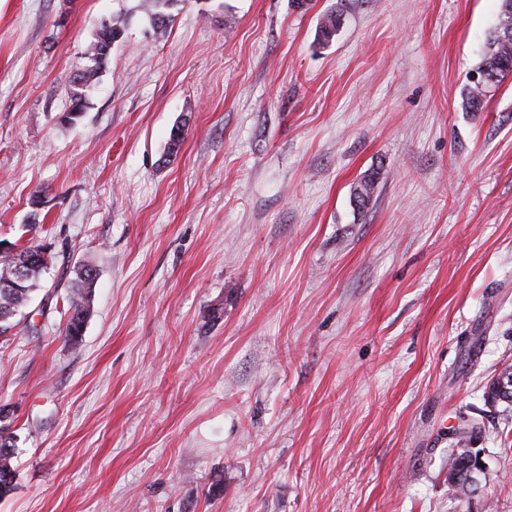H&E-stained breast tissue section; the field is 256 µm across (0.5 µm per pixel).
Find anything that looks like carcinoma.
Returning a JSON list of instances; mask_svg holds the SVG:
<instances>
[{
    "label": "carcinoma",
    "mask_w": 512,
    "mask_h": 512,
    "mask_svg": "<svg viewBox=\"0 0 512 512\" xmlns=\"http://www.w3.org/2000/svg\"><path fill=\"white\" fill-rule=\"evenodd\" d=\"M177 0H142L141 7L149 15L156 38L165 37L171 22L170 9ZM125 27L121 20L112 19L101 23L93 40L86 50L88 64L74 76L68 89L71 105L61 115V121L72 124L79 120L86 108L88 91L93 88L104 71L112 45L123 39ZM480 73L488 76V80L470 88L467 104L471 111L481 109L485 88L499 82L505 75L512 73V0H502L499 23L488 39L485 57L479 67ZM375 188L374 177L359 183L353 190V200L358 209H365ZM36 249L34 245L19 246L8 244V253L0 255V282L10 275L13 264L30 256ZM49 262L33 263L28 267L27 281L23 288L17 290L0 285V327L9 328L13 319L28 307L33 293L39 287L43 273L48 269ZM97 277L96 269L88 265L78 267L74 284L67 298L68 320L64 330V341L77 348L81 345L84 325L91 310L93 285ZM481 433V426L476 422L467 425L461 437L455 440L448 451V470L459 474L458 490L471 494V482L474 477L472 469L466 463L464 448L471 439ZM15 453L14 435L5 419L0 417V499L10 495L15 489L16 473L11 466Z\"/></svg>",
    "instance_id": "obj_1"
}]
</instances>
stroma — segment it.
<instances>
[{"label":"stroma","instance_id":"obj_1","mask_svg":"<svg viewBox=\"0 0 512 512\" xmlns=\"http://www.w3.org/2000/svg\"><path fill=\"white\" fill-rule=\"evenodd\" d=\"M139 2L0 0V239L52 257L0 332V512H512V74L466 104L501 0H176L159 40ZM124 35L125 27L119 19L103 22L96 30L93 40L85 50V58L89 63L78 71L70 82L68 97L71 105L69 110L61 115L62 122L72 124L81 118L86 108L88 91L98 83L112 45L121 41ZM96 277V269L82 265L78 267L75 282L70 287L67 298L68 320L63 338L71 347L78 348L81 345L84 325L91 310ZM3 408H0V499L10 495L15 489L16 473L11 466L15 453V441L6 418H1ZM481 432L480 424L471 422L467 425V429L460 433L461 437L455 439L454 445L448 451V472L450 473L451 470H455L456 474L460 475L459 481L461 483L456 488L464 495L471 494V482H469V479L475 475L465 462L466 452L462 448H466L467 443Z\"/></svg>","mask_w":512,"mask_h":512}]
</instances>
